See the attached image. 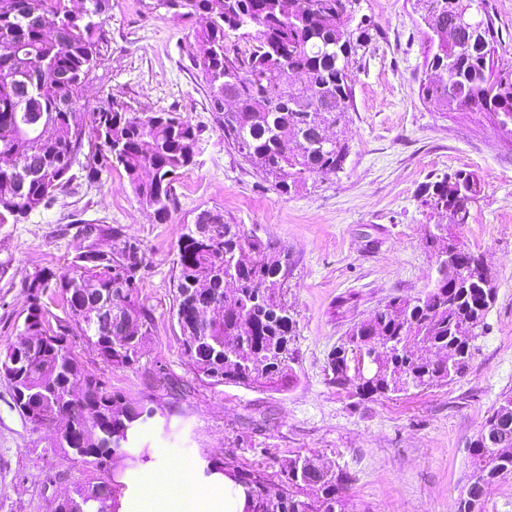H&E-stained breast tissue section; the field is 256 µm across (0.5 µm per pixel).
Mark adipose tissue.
<instances>
[{
  "instance_id": "obj_1",
  "label": "adipose tissue",
  "mask_w": 512,
  "mask_h": 512,
  "mask_svg": "<svg viewBox=\"0 0 512 512\" xmlns=\"http://www.w3.org/2000/svg\"><path fill=\"white\" fill-rule=\"evenodd\" d=\"M136 481V490H124L120 512H244L246 507L243 488L219 471L202 482L147 466Z\"/></svg>"
}]
</instances>
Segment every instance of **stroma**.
Returning a JSON list of instances; mask_svg holds the SVG:
<instances>
[{
	"instance_id": "35a3bbf8",
	"label": "stroma",
	"mask_w": 512,
	"mask_h": 512,
	"mask_svg": "<svg viewBox=\"0 0 512 512\" xmlns=\"http://www.w3.org/2000/svg\"><path fill=\"white\" fill-rule=\"evenodd\" d=\"M153 0H111L108 47L85 91L88 108L116 99L136 112H177L197 129L193 166L174 185L175 207L157 222L123 171L88 178L73 166L65 194L19 224H0V343L17 339L27 282L47 267L65 271L89 243L80 222L120 225L142 248L139 294L154 328L137 365L108 363L84 337L77 359L109 391L164 416L144 423L137 446L156 462L205 472L224 462L273 467L295 455L346 471L349 512H456L470 469L467 442L512 393V131L491 112H440L421 95L432 33L416 0H360L367 45L352 70L355 110L336 129L349 146L341 171L310 177L278 195L224 139L209 92L190 61L198 22L173 19ZM473 173L478 195L457 234L484 256L496 299L466 374L399 396L360 398L331 384V351L354 323L395 297H415L437 276L429 228L446 212L422 205L426 187ZM204 209L223 211L245 234L288 253V303L297 321L294 376L262 390L210 384L183 352L173 317L177 240ZM81 475L52 432L14 407L0 378V512H49Z\"/></svg>"
}]
</instances>
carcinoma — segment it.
Wrapping results in <instances>:
<instances>
[{"label": "carcinoma", "instance_id": "obj_1", "mask_svg": "<svg viewBox=\"0 0 512 512\" xmlns=\"http://www.w3.org/2000/svg\"><path fill=\"white\" fill-rule=\"evenodd\" d=\"M76 13L70 0H0V70L15 75L11 86L0 84V184L14 183L11 197L0 199V224H18L50 206L67 191L73 162L92 151L87 176L103 169L124 171L139 204L154 218L167 221L175 206L173 183L194 164L198 132L176 112H134L116 100L108 107L84 111V91L107 46L103 28L106 0H84ZM157 7L183 21L205 18L196 31L201 46L193 59L207 84L211 103L224 128V139L280 195H288L313 175L337 171L347 145L331 134L323 142L320 129L344 122L353 107L352 69L365 47V19H357L354 0H156ZM468 0H419L434 27L456 30L453 46L432 44L430 70H449L448 79L428 80L422 95L440 111L479 107L512 123V67L495 66L498 33L493 22L463 28L459 12ZM55 25V41L43 37V26ZM240 33L248 43L230 53L224 40ZM67 73L65 80L58 79ZM306 79L298 94L288 93L293 73ZM49 119L42 127L40 114ZM44 163L39 175L23 176L30 159ZM473 174L457 172L428 186L423 203L452 213L461 224L469 201L476 198ZM215 237L200 242L183 225L177 241L176 312L184 354L198 375L213 384L265 387L286 383L295 363L292 344L296 320L286 300L288 254L273 243L245 236L220 210H203ZM90 232H108L112 250L90 248L73 258L72 269L34 273L28 284L35 297L54 289L67 306L68 320L51 333L44 303L27 309L20 335L41 336L32 351L20 343L0 348V377L11 384L14 406L38 428L54 413L69 418L72 437L56 436L57 448H83L77 462L93 480L78 492L109 489L105 500L89 502L87 512H118L122 485L112 477L117 460L148 458L149 450L118 453L117 441L133 438L150 417L137 403L105 388V383L75 358L67 336L79 331L99 354L116 366L134 365L152 335L153 311L139 298L142 251L122 230L88 224ZM435 260L448 254V227L429 233ZM472 251L460 248L457 270L436 278L417 297L394 298L371 320L351 327L331 353L328 366L337 385L349 386L363 398L426 389L462 377L485 327L496 289L485 292L469 268ZM237 282L231 293L226 276ZM79 279L88 299L70 298ZM112 294L116 317L140 328L139 336L112 342L105 326L91 320L87 300ZM220 307L223 315L201 333L196 312ZM376 343L353 339L354 331ZM457 364L448 368V360ZM512 394L487 416L499 437L486 442L476 436L468 449L470 479L483 478L475 499L460 500L458 512H486L489 491L512 475ZM92 421L107 432L96 442L82 443V429ZM224 474L247 495L245 512H348L351 478L325 463L296 455L273 476L264 468L243 469L224 463Z\"/></svg>", "mask_w": 512, "mask_h": 512}]
</instances>
